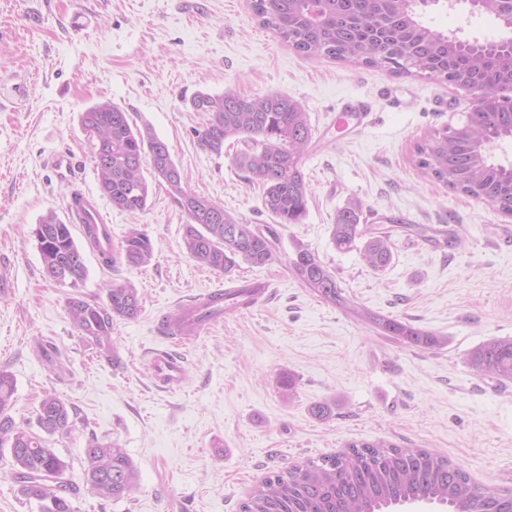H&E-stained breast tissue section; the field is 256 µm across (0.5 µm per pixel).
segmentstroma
<instances>
[{
    "label": "stroma",
    "instance_id": "35a3bbf8",
    "mask_svg": "<svg viewBox=\"0 0 512 512\" xmlns=\"http://www.w3.org/2000/svg\"><path fill=\"white\" fill-rule=\"evenodd\" d=\"M426 19L464 39L503 33L461 0H439ZM229 88L297 100L313 139L304 222L280 229L273 262L243 261L224 275L186 253L187 217L163 187L153 186L138 215L102 197L80 115L112 101L167 143L190 190L245 223L268 224L260 188L232 164L234 147L216 156L196 142L204 115L191 98ZM356 100L370 101L371 111L337 138L336 115ZM470 110L469 96L444 81L300 56L259 24L249 0H0V368L16 379L12 415L31 422L41 397L56 394L73 405L74 425L50 442L74 476L93 436L126 448L139 472L132 498L118 502L81 486L75 512H239L265 475L360 441L432 449L483 488L512 491V382L478 376L463 362L481 342L512 337V247L503 244L512 217L449 190L414 161L417 143ZM61 153L74 161L64 175L52 166ZM77 193L95 198L113 243L141 225L152 263L108 267L89 253L80 288L49 280L34 229L47 212L66 218ZM355 197L368 227L392 233L383 272L331 241L337 210ZM413 224L438 230L437 243L418 239ZM300 247L346 294L444 344L406 346L326 303L290 269ZM253 277L270 280L268 300L209 322L189 342L159 334L161 317L191 297ZM116 283L137 289L141 311L114 321L113 366L74 328L67 300H105ZM153 348L183 359L181 390L155 385ZM286 375L296 381L290 398L280 386ZM317 402L330 403L329 418L312 415Z\"/></svg>",
    "mask_w": 512,
    "mask_h": 512
}]
</instances>
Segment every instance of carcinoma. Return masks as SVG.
Segmentation results:
<instances>
[{
	"instance_id": "carcinoma-1",
	"label": "carcinoma",
	"mask_w": 512,
	"mask_h": 512,
	"mask_svg": "<svg viewBox=\"0 0 512 512\" xmlns=\"http://www.w3.org/2000/svg\"><path fill=\"white\" fill-rule=\"evenodd\" d=\"M427 2L251 0V7L262 26L304 57L323 55L398 75L415 72L478 97L480 105L462 124L437 131L416 145V165L448 189L512 215V166L494 162L487 152L512 139V96L504 94L512 88L508 38L480 42L434 31L416 11ZM478 12L503 24L512 15V0H492ZM190 105L205 113L202 129L195 130L198 147L219 156L224 142L242 144L232 163L248 185L262 189L264 210L281 226L303 223L309 194L303 158L313 133L301 104L280 93L248 97L227 89L221 95L199 92ZM81 125L92 143L100 191L113 207L131 214L147 208V164L186 214L184 248L197 264L227 274L240 259L262 266L276 258V229L245 224L212 199L189 190L167 144L150 126L134 125L128 113L110 101L87 108ZM362 213L359 201H348L336 212L331 240L339 252L351 251L363 241L364 260L379 272L390 263L394 243L389 232H372L362 224ZM73 229L49 211L40 218L35 237L46 277L77 288L88 269ZM153 257L150 237L133 224L116 256L103 261L111 265L120 258L138 267ZM291 271L321 299L385 336L421 349L443 344L434 332L375 312L345 295L333 273L307 249L297 251ZM67 307L79 334L109 364L118 363L112 323L138 316L136 288L112 287L105 304L71 297ZM465 362L479 376L512 382V338L493 337L478 344L468 351ZM15 391L14 375L0 369V456L9 453L12 479L25 497L37 501L39 512H74L72 497L78 485L70 465L48 441L69 433L73 406L53 393L45 394L36 409L35 432L17 424L10 414ZM83 454V479L99 498L119 501L130 496L138 470L126 449L93 437ZM419 502L437 503L448 512H512V492L479 486L461 465L435 451L369 442L270 473L242 503L241 512H393Z\"/></svg>"
}]
</instances>
